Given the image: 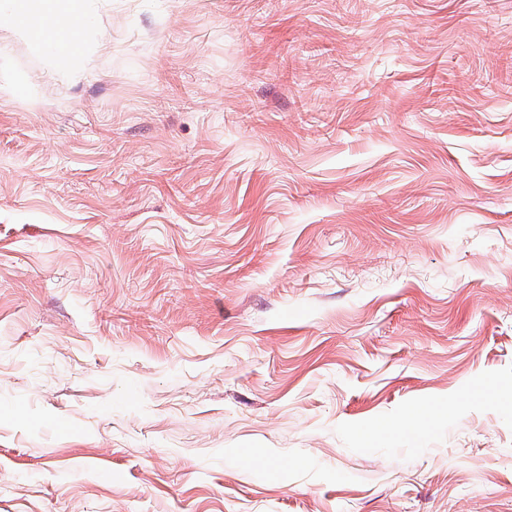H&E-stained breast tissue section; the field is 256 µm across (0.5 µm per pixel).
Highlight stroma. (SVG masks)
Instances as JSON below:
<instances>
[{"label": "stroma", "instance_id": "35a3bbf8", "mask_svg": "<svg viewBox=\"0 0 512 512\" xmlns=\"http://www.w3.org/2000/svg\"><path fill=\"white\" fill-rule=\"evenodd\" d=\"M86 13L0 30V512H512V0Z\"/></svg>", "mask_w": 512, "mask_h": 512}]
</instances>
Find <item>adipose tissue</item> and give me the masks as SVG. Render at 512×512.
Here are the masks:
<instances>
[{
	"mask_svg": "<svg viewBox=\"0 0 512 512\" xmlns=\"http://www.w3.org/2000/svg\"><path fill=\"white\" fill-rule=\"evenodd\" d=\"M59 0H38L34 15L26 16L0 0V29L29 37H43L49 41L64 43L66 47L78 44L80 24L87 16L83 0H68L66 10H59Z\"/></svg>",
	"mask_w": 512,
	"mask_h": 512,
	"instance_id": "1",
	"label": "adipose tissue"
}]
</instances>
